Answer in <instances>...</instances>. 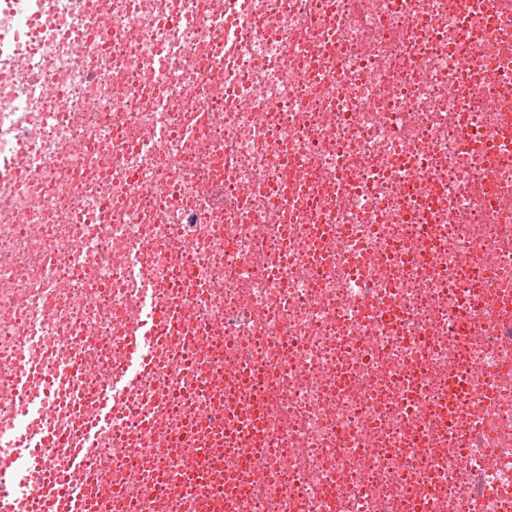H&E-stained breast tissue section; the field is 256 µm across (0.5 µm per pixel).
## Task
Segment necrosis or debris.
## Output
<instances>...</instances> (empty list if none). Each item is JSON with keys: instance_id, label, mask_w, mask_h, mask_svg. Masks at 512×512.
<instances>
[{"instance_id": "1", "label": "necrosis or debris", "mask_w": 512, "mask_h": 512, "mask_svg": "<svg viewBox=\"0 0 512 512\" xmlns=\"http://www.w3.org/2000/svg\"><path fill=\"white\" fill-rule=\"evenodd\" d=\"M223 22L0 0V368L38 329L77 432L62 397L106 385L135 257L182 328L127 399L149 431L95 445L125 488L100 512H512V11L247 0L230 69Z\"/></svg>"}]
</instances>
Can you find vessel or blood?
I'll list each match as a JSON object with an SVG mask.
<instances>
[{"label":"vessel or blood","instance_id":"obj_1","mask_svg":"<svg viewBox=\"0 0 512 512\" xmlns=\"http://www.w3.org/2000/svg\"><path fill=\"white\" fill-rule=\"evenodd\" d=\"M242 11L241 0H224L223 45L228 59L238 53V18ZM127 271L141 282L137 301L139 317L123 340L121 358L110 369L106 390L99 393L87 389L74 394L75 403L88 402L94 409L92 418L79 433L65 437L47 427L51 388L33 391L28 384L27 370L11 373L7 386L23 401L25 409L0 421V485L5 488L0 494V512H18L19 507L26 505L39 470L49 474L42 493L47 512H86L94 485L111 474L110 462L90 458L88 450L123 425L128 395L155 371L158 325L167 315L151 282L144 280L139 262H131ZM51 444L67 449L72 468L83 471L85 483H71L65 473L53 471L45 453Z\"/></svg>","mask_w":512,"mask_h":512}]
</instances>
